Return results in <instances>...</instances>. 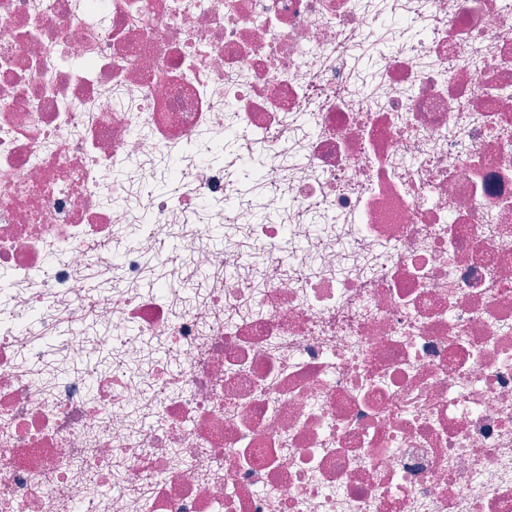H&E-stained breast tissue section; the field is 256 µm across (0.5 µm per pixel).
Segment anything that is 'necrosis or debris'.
Here are the masks:
<instances>
[{"mask_svg": "<svg viewBox=\"0 0 512 512\" xmlns=\"http://www.w3.org/2000/svg\"><path fill=\"white\" fill-rule=\"evenodd\" d=\"M0 512H512V0H0ZM211 278L206 273H197L183 282V299L185 303H194L206 288H211Z\"/></svg>", "mask_w": 512, "mask_h": 512, "instance_id": "1", "label": "necrosis or debris"}]
</instances>
